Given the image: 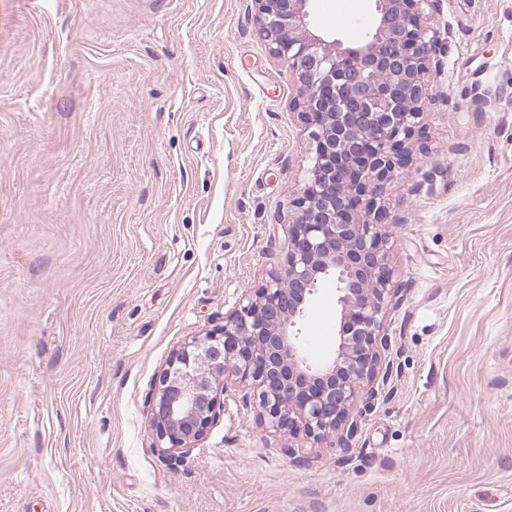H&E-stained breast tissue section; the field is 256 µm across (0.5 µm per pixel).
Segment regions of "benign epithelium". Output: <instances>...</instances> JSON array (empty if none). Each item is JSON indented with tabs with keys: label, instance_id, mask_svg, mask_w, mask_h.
<instances>
[{
	"label": "benign epithelium",
	"instance_id": "obj_1",
	"mask_svg": "<svg viewBox=\"0 0 512 512\" xmlns=\"http://www.w3.org/2000/svg\"><path fill=\"white\" fill-rule=\"evenodd\" d=\"M258 37L288 62L293 109L309 159L288 221L282 268L224 313V325L174 349L155 377L147 414L155 448L189 453L241 396L263 426L303 445L337 438L347 453L377 389L388 304L396 287L381 205L386 182L420 133L437 0H373L367 34L344 44L313 22L315 0H251ZM336 283V349L305 350L302 324L323 283Z\"/></svg>",
	"mask_w": 512,
	"mask_h": 512
}]
</instances>
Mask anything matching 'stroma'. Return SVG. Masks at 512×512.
Segmentation results:
<instances>
[{"label":"stroma","instance_id":"stroma-1","mask_svg":"<svg viewBox=\"0 0 512 512\" xmlns=\"http://www.w3.org/2000/svg\"><path fill=\"white\" fill-rule=\"evenodd\" d=\"M370 0H317L363 38ZM251 0H0V512H512V0H439L383 204L402 293L348 454L226 398L158 454L153 379L283 265L309 165ZM495 103L477 109L475 90ZM309 351L336 344L329 298Z\"/></svg>","mask_w":512,"mask_h":512}]
</instances>
